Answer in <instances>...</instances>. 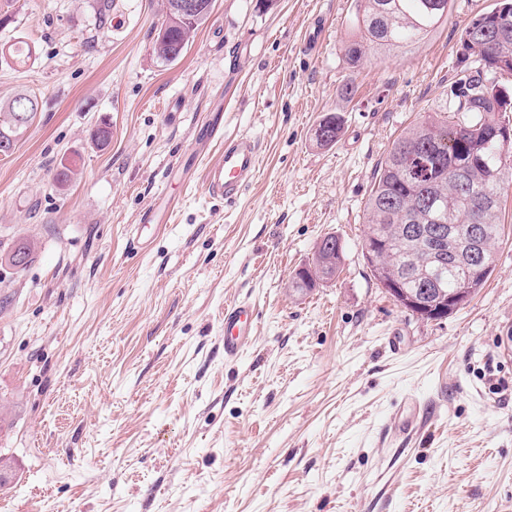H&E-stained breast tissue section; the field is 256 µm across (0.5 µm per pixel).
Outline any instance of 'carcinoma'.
Returning <instances> with one entry per match:
<instances>
[{
    "instance_id": "cac0c4a2",
    "label": "carcinoma",
    "mask_w": 512,
    "mask_h": 512,
    "mask_svg": "<svg viewBox=\"0 0 512 512\" xmlns=\"http://www.w3.org/2000/svg\"><path fill=\"white\" fill-rule=\"evenodd\" d=\"M452 0H354V34L343 49L346 64L356 68L373 48L406 49L448 20ZM205 9L190 21L170 11L155 30L153 52L174 63L187 51L192 35L208 19ZM489 26L500 31L488 48L457 53L459 78L452 90L450 121L430 113L391 145L378 164L366 202L367 230L387 239L406 225L416 230L417 243L397 239L383 262L415 290L426 286L451 296L463 288L477 290L490 277L501 237V194L505 171L512 172V137L498 131L512 112V98L493 92L492 71L501 58L512 59V11L499 13ZM34 115L36 98L19 94L0 113V142L15 141L29 122H19L23 109ZM343 125L339 114L319 123L317 143L333 144ZM478 213L486 230L487 267L476 277L454 256L452 224H467Z\"/></svg>"
}]
</instances>
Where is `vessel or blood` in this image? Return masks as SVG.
Masks as SVG:
<instances>
[{
	"label": "vessel or blood",
	"instance_id": "vessel-or-blood-1",
	"mask_svg": "<svg viewBox=\"0 0 512 512\" xmlns=\"http://www.w3.org/2000/svg\"><path fill=\"white\" fill-rule=\"evenodd\" d=\"M259 148L255 140L226 138L219 158L205 173L204 187L210 195L236 199L256 175ZM254 319L250 303L241 301L224 311V357L238 359Z\"/></svg>",
	"mask_w": 512,
	"mask_h": 512
}]
</instances>
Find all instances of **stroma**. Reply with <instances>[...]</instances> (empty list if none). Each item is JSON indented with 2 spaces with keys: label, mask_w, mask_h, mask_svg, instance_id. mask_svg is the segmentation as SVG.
<instances>
[{
  "label": "stroma",
  "mask_w": 512,
  "mask_h": 512,
  "mask_svg": "<svg viewBox=\"0 0 512 512\" xmlns=\"http://www.w3.org/2000/svg\"><path fill=\"white\" fill-rule=\"evenodd\" d=\"M497 2L453 0L411 50L352 69L353 0H214L168 65L166 0H0V46L32 50L0 61V106L39 103L0 155V512H512V185L495 269L447 318L401 309L361 254L378 162L446 105L460 31ZM336 112L337 142L317 144ZM223 135L259 144L232 202L202 181ZM149 205L163 221L137 249ZM328 234L338 273L297 292ZM242 299L254 334L228 361ZM406 407L409 436L391 426ZM343 125V118L339 114L326 115L319 123L315 130V138L317 143L322 146L333 144L338 139ZM324 128L326 130H324ZM321 130L320 134L318 131ZM326 135V139L322 135ZM253 309L250 303L239 301L224 310V358L237 360L246 336H251Z\"/></svg>",
  "instance_id": "obj_1"
}]
</instances>
